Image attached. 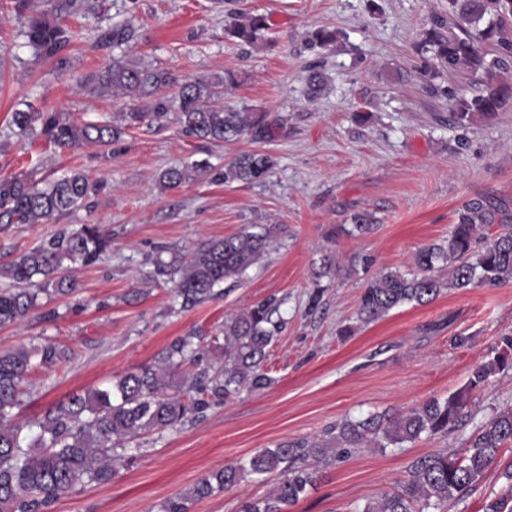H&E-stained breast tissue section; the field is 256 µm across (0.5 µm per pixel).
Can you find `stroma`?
Wrapping results in <instances>:
<instances>
[{
	"mask_svg": "<svg viewBox=\"0 0 512 512\" xmlns=\"http://www.w3.org/2000/svg\"><path fill=\"white\" fill-rule=\"evenodd\" d=\"M14 3L0 0V178L47 183L80 170L100 188L49 223L0 224V264L83 224L98 225L109 239L96 261L78 267L72 295L41 296L22 322L0 325V352L48 340L72 352L33 376L21 419L70 394L108 388L117 375L156 364L187 336L211 361L221 360L216 342L227 319L270 298L281 302L282 327L265 362L270 386L142 435L112 482L78 487L52 512H158L204 475L247 463L260 449L322 439L342 419L448 396L512 335V283L445 289L431 302L356 324L369 275L410 268L419 248L447 239L464 202L512 201V112L463 128L450 124L448 95L468 86L426 74L433 60L421 40L447 0H99L97 16L67 18L82 35L65 49L64 70L33 56ZM232 8L268 17L263 43L228 36ZM122 21L132 30L130 55L181 78L214 81L232 72L236 82L219 88L216 104L284 116V131L269 141L212 143L184 135L171 118L160 128L127 130L108 147H59L37 131L17 139L12 114L28 106L78 121H110L126 111L125 101L76 82L111 57L98 37ZM321 26L342 31L335 48L307 44V32ZM313 68L329 90L311 99L305 90ZM248 150L271 154L272 171L256 183L225 182V163ZM196 162L207 163L206 175L160 187L162 170ZM365 210L379 218L378 228L351 234V215ZM244 229L270 230L271 247L209 301L182 309L172 282L149 280L158 250L185 251ZM327 255L333 262L325 271ZM348 325L354 334L342 335ZM508 405L512 371L491 377L456 430L400 448H353L319 464L313 487L288 512H357L367 500L400 490L416 459L462 456L469 437ZM507 485L492 468L444 512H482L485 498ZM271 486L251 476L192 512H240Z\"/></svg>",
	"mask_w": 512,
	"mask_h": 512,
	"instance_id": "35a3bbf8",
	"label": "stroma"
}]
</instances>
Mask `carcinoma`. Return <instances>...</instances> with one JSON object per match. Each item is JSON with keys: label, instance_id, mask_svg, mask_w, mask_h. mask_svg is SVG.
Returning <instances> with one entry per match:
<instances>
[{"label": "carcinoma", "instance_id": "obj_1", "mask_svg": "<svg viewBox=\"0 0 512 512\" xmlns=\"http://www.w3.org/2000/svg\"><path fill=\"white\" fill-rule=\"evenodd\" d=\"M39 10L31 0H16L25 15L28 45L35 57L54 59L67 67L61 52L74 34L62 21L96 11L97 0H48ZM269 29L263 14L237 12L228 28L231 37L245 44L264 39ZM340 33L316 28L307 34L312 48L325 50ZM125 24H115L101 43L119 48L129 42ZM433 53L434 79L443 73L460 76L472 85L466 97L448 92L452 122L463 127L491 120L512 109V0H448V15L430 22L422 41ZM90 91L122 96L132 102L120 113V123L83 122L57 112L17 111L12 123L23 136L40 128L60 146L80 142L108 145L126 129L142 123L162 124L171 111L184 133L215 142L249 137L263 141L283 128L267 112L226 110L213 105L215 83L180 80L171 71L144 63L129 54L112 57L101 70L85 77ZM175 89L174 99L163 94ZM275 165L262 151L241 152L224 165V181L252 183L263 180ZM206 168L165 169L159 177L166 189L176 188ZM99 184L74 171L45 186L27 178L0 179V224H46L56 215L85 201ZM360 235L375 231L378 219L363 211L351 216ZM499 230L489 235L493 226ZM270 232L243 230L223 239L208 240L185 254L162 249L151 259L149 278L175 283L182 308L200 305L214 295L220 283L241 276L256 264L270 245ZM109 242L95 224L62 232L0 265V325L19 322L38 306L39 296H69L75 291L73 271L100 256ZM414 268H384L364 286L357 313L361 323L374 322L408 302L427 303L441 289L498 288L512 281V207L506 201L481 196L465 202L442 244H430L414 255ZM448 266V283L431 272L436 264ZM278 304L258 303L224 323V367L216 369L202 348L182 339L174 343L162 364L142 366L116 379L105 390L73 394L48 407L33 422L16 421L23 407L25 386L31 375L68 357L53 342L21 345L0 353V512H49L57 499L85 483L105 484L125 461V443L147 432L162 433L215 403L272 383L264 368L267 349L279 323L273 320ZM512 368V336L502 340L493 358L478 363L467 382L445 398H429L396 416L372 414L345 419L325 446L297 440L264 448L246 464L229 463L199 479L188 491L171 497L158 512H191L202 499L240 485L251 475H276L271 493L249 499L241 512H287L307 487L316 470L308 464L337 460L351 448H375L413 443L422 436L445 434L468 417L473 393L497 373ZM512 445V405L489 418L467 441L464 456L430 455L411 465L410 479L393 493L368 500L359 512H434L461 496L501 464L502 449ZM509 489L487 497L483 512H512V461L504 464Z\"/></svg>", "mask_w": 512, "mask_h": 512}]
</instances>
